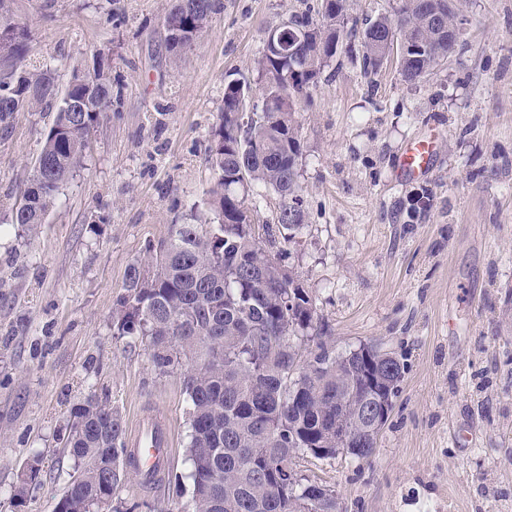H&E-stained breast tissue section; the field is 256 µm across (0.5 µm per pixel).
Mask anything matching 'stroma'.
<instances>
[{"instance_id":"1","label":"stroma","mask_w":512,"mask_h":512,"mask_svg":"<svg viewBox=\"0 0 512 512\" xmlns=\"http://www.w3.org/2000/svg\"><path fill=\"white\" fill-rule=\"evenodd\" d=\"M222 3L175 64L169 0L10 2L28 61L55 67L59 84L93 52L110 55L112 110L34 231L11 208L54 112L0 131V512H53L73 468L60 433L92 394L126 428L161 411L174 432L163 482L125 481L113 505L188 502L182 382L144 342L115 338L112 312L146 244L208 211L225 83L256 80L268 31L316 0ZM462 30L447 64L413 85L393 56L364 74L343 38L296 114L305 223L269 249L304 281L336 351L374 343L406 366L370 461L293 463L343 512H512V0H466ZM432 130V170L404 175V148ZM424 189L430 207L409 218ZM36 454L41 478L20 507L14 489Z\"/></svg>"}]
</instances>
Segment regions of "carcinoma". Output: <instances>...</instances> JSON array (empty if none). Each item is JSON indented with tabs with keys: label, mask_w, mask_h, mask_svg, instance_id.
Masks as SVG:
<instances>
[{
	"label": "carcinoma",
	"mask_w": 512,
	"mask_h": 512,
	"mask_svg": "<svg viewBox=\"0 0 512 512\" xmlns=\"http://www.w3.org/2000/svg\"><path fill=\"white\" fill-rule=\"evenodd\" d=\"M220 9L221 0H173L165 27L174 59ZM348 21V0H320L317 15L289 16L279 29L290 52L266 45L255 62L261 105L252 104L251 82L226 83L207 146L214 220L171 224L167 237L148 243L128 267L112 314L113 336L147 342L154 367L182 379L191 512H340L335 490L292 460H370L372 378L379 373L398 388L404 377V362L381 347L367 359L365 344L338 354L316 334L312 297L264 250L247 216V197L261 188L279 199L273 223L284 241L303 227L295 113L336 58ZM457 38L448 32V0H399L393 12L365 20L361 68L377 74L398 41L399 74L415 83L447 62ZM26 41L24 27L0 22V124L60 97L39 169L12 206V223L33 227L81 168L91 132L112 107V82L111 58L98 50L61 92L52 68L23 65ZM338 421L359 441L356 449L338 450ZM61 441L75 467L54 512H90L131 477L144 486L156 481L140 470L122 416L106 400L91 395L74 408Z\"/></svg>",
	"instance_id": "obj_1"
}]
</instances>
